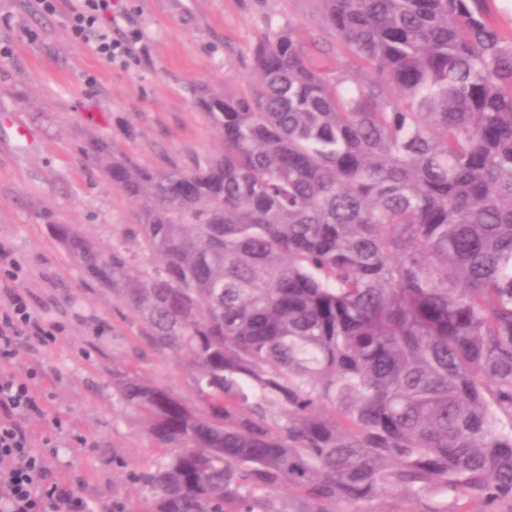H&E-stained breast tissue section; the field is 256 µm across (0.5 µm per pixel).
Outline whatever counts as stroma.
<instances>
[{
    "label": "stroma",
    "instance_id": "obj_1",
    "mask_svg": "<svg viewBox=\"0 0 512 512\" xmlns=\"http://www.w3.org/2000/svg\"><path fill=\"white\" fill-rule=\"evenodd\" d=\"M321 24L318 0H112V37L130 52L108 61L72 36L66 0L53 13L35 0H0V251L21 266L17 278L0 277V308L21 293L53 329L48 341L22 340L12 370H39L27 430L34 443L53 441L52 476L91 512L116 502L142 512L129 473L161 455L113 371L135 369L187 397L193 381L188 354L152 349L141 324L50 232L51 222L69 224L126 249L136 268L155 264L126 234L132 205L87 167L79 145L96 137L159 168L217 153L221 142L197 107L202 92L246 90L258 41L289 27L321 33Z\"/></svg>",
    "mask_w": 512,
    "mask_h": 512
}]
</instances>
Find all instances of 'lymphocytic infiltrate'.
Returning <instances> with one entry per match:
<instances>
[{"instance_id":"f902f5d3","label":"lymphocytic infiltrate","mask_w":512,"mask_h":512,"mask_svg":"<svg viewBox=\"0 0 512 512\" xmlns=\"http://www.w3.org/2000/svg\"><path fill=\"white\" fill-rule=\"evenodd\" d=\"M112 12L111 0H74L69 23L75 38L96 33L95 51L104 59L126 52L125 44L115 41L110 31L100 29L103 17ZM21 294H13L0 310V512H89L86 500L63 483L50 481L47 456L34 446L26 422L37 411L35 382L37 369L19 378L5 369L17 352L22 336H46Z\"/></svg>"}]
</instances>
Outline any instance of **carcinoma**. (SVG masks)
Here are the masks:
<instances>
[{
	"mask_svg": "<svg viewBox=\"0 0 512 512\" xmlns=\"http://www.w3.org/2000/svg\"><path fill=\"white\" fill-rule=\"evenodd\" d=\"M349 61L292 27L244 93L200 96L222 150L165 168L80 147L136 203L133 271L59 243L186 350L194 398L113 374L167 449L149 512H341L400 493L512 500V28L494 0H319ZM358 65V80L348 67ZM275 406L279 420L270 421Z\"/></svg>",
	"mask_w": 512,
	"mask_h": 512,
	"instance_id": "carcinoma-1",
	"label": "carcinoma"
}]
</instances>
